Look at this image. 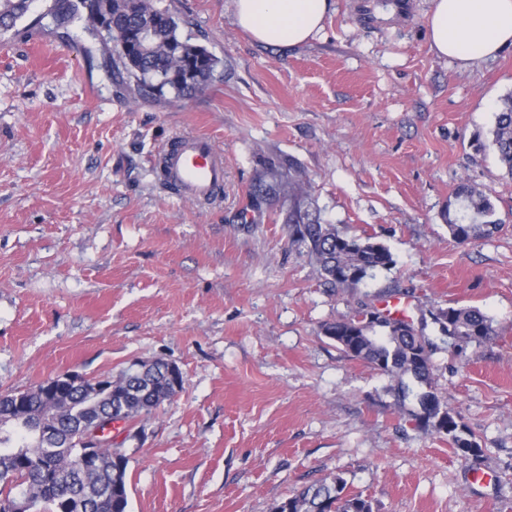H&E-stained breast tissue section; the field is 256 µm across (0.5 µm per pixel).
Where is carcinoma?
Wrapping results in <instances>:
<instances>
[{"instance_id": "carcinoma-1", "label": "carcinoma", "mask_w": 512, "mask_h": 512, "mask_svg": "<svg viewBox=\"0 0 512 512\" xmlns=\"http://www.w3.org/2000/svg\"><path fill=\"white\" fill-rule=\"evenodd\" d=\"M27 0H0V31L12 30L25 16ZM112 13L119 21L120 36L139 26L154 27L150 46L126 59L116 61L136 80L139 89L167 90L178 99L192 97L199 85L216 78L218 59L206 48L182 35L179 21L167 14L155 23L156 7L148 0H112ZM478 150H492L505 174L512 179V94L501 99L495 123L487 141L475 139ZM267 191H294L293 175L271 173ZM451 236L470 243L492 235L501 226L489 193L467 181L461 182L454 201L442 213ZM295 241L305 244L326 282L334 288H356L363 277L378 268H388L394 260L391 252L370 239L348 238L329 224H320L294 207L288 212ZM374 311L379 320L363 331L357 315ZM439 341L426 333L427 322L415 324L413 318L396 317L374 305H363L357 313L328 323L323 333L336 341L349 357L365 361L396 380L395 391L404 399L409 387L403 377L432 387L435 365L433 355L439 343H484L494 334L492 320L473 307H438L429 312ZM182 375L173 376L168 364L155 361L139 364V370H126L112 382V393L75 390L54 408L48 406L36 385L20 395L28 409L13 412L14 397L0 395V512L6 504L19 499L27 502L25 512H66L67 502H83V512H127L129 505L127 459L107 442L98 449V465H82L80 435L83 429L107 415L130 423L171 400L182 388ZM420 412L415 417L428 435L448 438L455 453L464 459L478 460L483 448L459 415L432 391L417 395ZM346 483L336 477L329 484L306 487L277 503L272 512H372V505L360 494H345Z\"/></svg>"}]
</instances>
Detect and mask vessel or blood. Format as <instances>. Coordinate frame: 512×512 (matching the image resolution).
Masks as SVG:
<instances>
[{"instance_id":"b4317fda","label":"vessel or blood","mask_w":512,"mask_h":512,"mask_svg":"<svg viewBox=\"0 0 512 512\" xmlns=\"http://www.w3.org/2000/svg\"><path fill=\"white\" fill-rule=\"evenodd\" d=\"M158 163L181 199L204 203L224 186V158L207 136L173 138L160 152Z\"/></svg>"}]
</instances>
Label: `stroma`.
<instances>
[{
  "label": "stroma",
  "mask_w": 512,
  "mask_h": 512,
  "mask_svg": "<svg viewBox=\"0 0 512 512\" xmlns=\"http://www.w3.org/2000/svg\"><path fill=\"white\" fill-rule=\"evenodd\" d=\"M70 2L34 0L0 51V394L178 366L181 391L112 435L129 512H271L336 476L373 512H512V180L472 146L512 92V45L466 67L439 58L431 0H333L322 32L286 49L254 42L232 0H154L220 61L184 100L142 93L111 45L48 18ZM177 134L224 156L209 204L158 173ZM273 163L297 169L303 209L385 245L393 266L330 290L292 240L287 197L255 194ZM463 179L502 221L466 244L442 218ZM394 288L413 317L454 306L493 320L490 341L434 357L479 462L425 434L394 380L323 334ZM476 469L491 482L471 483Z\"/></svg>",
  "instance_id": "obj_1"
}]
</instances>
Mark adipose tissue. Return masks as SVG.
<instances>
[{
    "instance_id": "ef3b65f1",
    "label": "adipose tissue",
    "mask_w": 512,
    "mask_h": 512,
    "mask_svg": "<svg viewBox=\"0 0 512 512\" xmlns=\"http://www.w3.org/2000/svg\"><path fill=\"white\" fill-rule=\"evenodd\" d=\"M236 23L260 44L293 48L322 28L330 0H233ZM432 51L467 66L512 44V0H432Z\"/></svg>"
}]
</instances>
